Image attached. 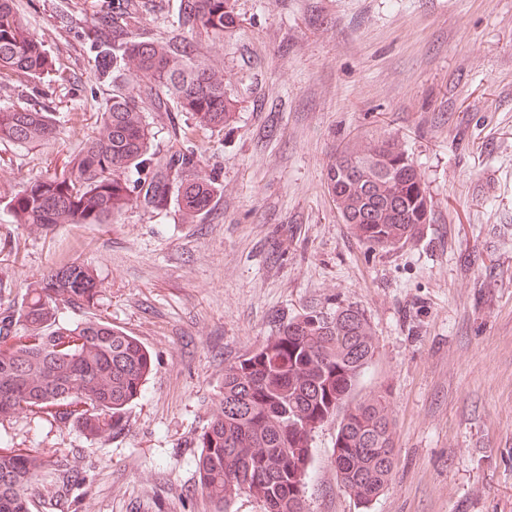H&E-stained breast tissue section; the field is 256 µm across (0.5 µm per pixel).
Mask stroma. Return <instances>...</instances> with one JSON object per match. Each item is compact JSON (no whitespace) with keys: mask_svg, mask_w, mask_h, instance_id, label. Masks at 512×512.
Returning a JSON list of instances; mask_svg holds the SVG:
<instances>
[{"mask_svg":"<svg viewBox=\"0 0 512 512\" xmlns=\"http://www.w3.org/2000/svg\"><path fill=\"white\" fill-rule=\"evenodd\" d=\"M62 80L0 107L59 119L48 143H0V184L77 154L108 89L90 75L81 32L49 0H18ZM239 27L201 35L237 100L224 129L146 109L160 162L203 151L216 178L207 214L176 202L112 224L46 233L0 214V301L60 266L94 268L95 312L151 351L155 369L124 431L90 439L21 414L0 430L38 450L32 512H212L194 494L196 437L224 367L275 319L351 305L377 343L359 396H384L396 422L388 487L361 505L338 486L335 422L313 435L308 512H512V0H235ZM399 139L421 171L433 218L415 240L367 250L328 193L326 165L348 141Z\"/></svg>","mask_w":512,"mask_h":512,"instance_id":"stroma-1","label":"stroma"}]
</instances>
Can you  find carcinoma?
<instances>
[{
    "instance_id": "carcinoma-1",
    "label": "carcinoma",
    "mask_w": 512,
    "mask_h": 512,
    "mask_svg": "<svg viewBox=\"0 0 512 512\" xmlns=\"http://www.w3.org/2000/svg\"><path fill=\"white\" fill-rule=\"evenodd\" d=\"M86 0H63L54 18L71 27ZM151 0H98L82 30L95 80L111 88L96 132L58 171L0 190V212L18 227L48 232L60 224H112L123 211L167 208L170 185L184 221L207 212L215 177L187 147L160 166L151 153L150 123L139 108L138 79L157 110L183 112L199 126L224 128L237 101L191 35L237 30L232 0H172L183 35L154 37ZM52 71L43 43L28 29L16 0H0V75L31 82ZM55 117L28 108L0 109V141L41 144L54 137ZM326 185L351 234L369 249L416 239L431 223L433 201L414 160L393 136L363 138L336 151ZM101 283L80 263L61 266L31 284L21 305L0 302V424L30 412L80 427L93 437L121 433L132 403L154 370L147 347L101 318L70 321L97 301ZM376 345L365 314L353 307L315 310L278 320L258 348L224 367V391L197 436L193 492L213 512H226L245 492L264 512H306L301 496L313 458V434L337 421L336 479L369 502L388 485L395 465V422L383 396L356 399ZM33 455L0 434V512H32L28 489L41 470Z\"/></svg>"
}]
</instances>
